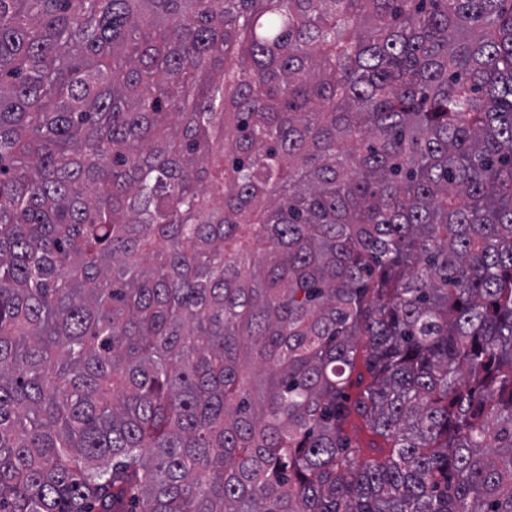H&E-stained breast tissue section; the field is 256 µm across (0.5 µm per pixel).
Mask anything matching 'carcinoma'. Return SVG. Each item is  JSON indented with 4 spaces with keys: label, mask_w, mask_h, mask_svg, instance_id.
<instances>
[{
    "label": "carcinoma",
    "mask_w": 512,
    "mask_h": 512,
    "mask_svg": "<svg viewBox=\"0 0 512 512\" xmlns=\"http://www.w3.org/2000/svg\"><path fill=\"white\" fill-rule=\"evenodd\" d=\"M134 507L512 512V0H0V512Z\"/></svg>",
    "instance_id": "obj_1"
}]
</instances>
